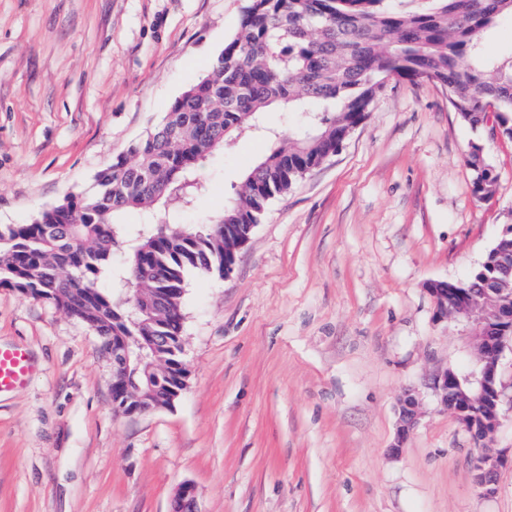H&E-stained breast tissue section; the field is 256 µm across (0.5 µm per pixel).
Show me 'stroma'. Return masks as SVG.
I'll use <instances>...</instances> for the list:
<instances>
[{"label":"stroma","mask_w":512,"mask_h":512,"mask_svg":"<svg viewBox=\"0 0 512 512\" xmlns=\"http://www.w3.org/2000/svg\"><path fill=\"white\" fill-rule=\"evenodd\" d=\"M246 0H0V225L91 189L238 31ZM482 146L499 179L473 193ZM265 135L215 152L171 223L222 211ZM512 224V139L460 122L432 81L389 82L339 151L275 199L228 274L191 273L186 385L168 408L112 399L99 338L0 287V345L38 370L0 395V512H512V467L475 482L433 380L472 359L426 285L462 281ZM494 450L512 452V350ZM419 417L391 446L405 391Z\"/></svg>","instance_id":"obj_1"}]
</instances>
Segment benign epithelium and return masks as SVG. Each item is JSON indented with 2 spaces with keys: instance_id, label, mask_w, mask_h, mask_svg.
<instances>
[{
  "instance_id": "1",
  "label": "benign epithelium",
  "mask_w": 512,
  "mask_h": 512,
  "mask_svg": "<svg viewBox=\"0 0 512 512\" xmlns=\"http://www.w3.org/2000/svg\"><path fill=\"white\" fill-rule=\"evenodd\" d=\"M426 288L435 301L438 316H449L460 324L475 349L471 365L448 369L434 379V391L441 406L465 427L476 447H485L500 423L497 383L505 342L512 340V304L491 305L488 295L476 293L471 288H459L449 281H432ZM129 357V338L112 337V395L125 400L127 414L148 412L152 407L144 405V399L128 400L131 389L124 379ZM417 416L418 399L413 392L407 391L400 400L399 428L393 451L403 448ZM509 463L512 464V458L503 453L493 456L483 452L476 458L475 478L484 494L495 492L499 468ZM172 512H198L192 484L180 485Z\"/></svg>"
}]
</instances>
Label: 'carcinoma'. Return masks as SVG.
<instances>
[{"instance_id":"obj_1","label":"carcinoma","mask_w":512,"mask_h":512,"mask_svg":"<svg viewBox=\"0 0 512 512\" xmlns=\"http://www.w3.org/2000/svg\"><path fill=\"white\" fill-rule=\"evenodd\" d=\"M512 18V0H431L400 11L386 0H249L239 32L164 118L94 176L91 192L67 196L28 224L0 225V286L51 302L85 324L112 355L114 336H168L133 349L127 380L170 407L167 374L182 362L181 303L189 274L231 270L269 203L336 153L344 132L368 116L393 79L428 80L448 90L459 120H490L512 139V53L484 54L485 34ZM301 124L252 165L224 211L207 224H171L204 192L196 172L207 157L256 131L272 107ZM473 191L493 195L494 165L473 146ZM129 210L137 224L124 222ZM463 288L512 289V224L504 226ZM160 385L149 392L146 367Z\"/></svg>"}]
</instances>
